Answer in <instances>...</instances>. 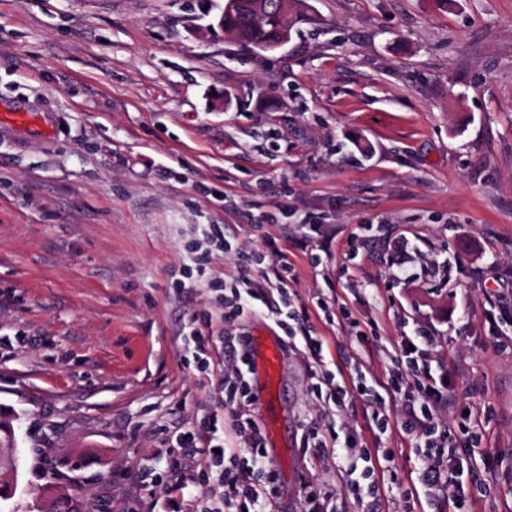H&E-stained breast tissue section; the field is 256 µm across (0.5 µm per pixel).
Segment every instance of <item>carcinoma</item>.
I'll return each mask as SVG.
<instances>
[{"label":"carcinoma","instance_id":"1","mask_svg":"<svg viewBox=\"0 0 512 512\" xmlns=\"http://www.w3.org/2000/svg\"><path fill=\"white\" fill-rule=\"evenodd\" d=\"M308 20L307 0H283L281 8L258 11L254 0H242L234 6L224 7V30L233 34L244 45L261 52L274 51L290 41L292 33ZM10 423L0 425V512H15L11 492L19 485L23 475L21 457L4 453L16 435L17 416L4 414ZM43 474L51 479L46 490L49 498L31 505L35 512H90L75 493V487L63 482L64 474L57 472L50 461H43Z\"/></svg>","mask_w":512,"mask_h":512}]
</instances>
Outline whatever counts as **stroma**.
<instances>
[{"label": "stroma", "instance_id": "stroma-1", "mask_svg": "<svg viewBox=\"0 0 512 512\" xmlns=\"http://www.w3.org/2000/svg\"><path fill=\"white\" fill-rule=\"evenodd\" d=\"M308 3L311 23L259 53L218 26L225 0H0V114L49 122L39 137L0 129V405L19 416L29 492H43L42 448L82 458L94 512H158L177 429L206 426L220 397L181 349L210 296L174 290L191 242L220 224L236 249L205 279L237 276L275 238L337 379L386 383L399 336H436L430 358L456 359L483 434L482 452L457 450L483 488L472 512H512V344L494 338L512 337V299L498 329L484 314L512 286V0ZM328 292L349 319L325 321L312 299ZM373 410L348 393L335 429L392 449L379 512H453ZM317 412L285 353L281 512L304 508L294 466L338 489L336 512H360L347 468L300 446Z\"/></svg>", "mask_w": 512, "mask_h": 512}]
</instances>
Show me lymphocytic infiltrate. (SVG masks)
I'll return each mask as SVG.
<instances>
[{"label": "lymphocytic infiltrate", "mask_w": 512, "mask_h": 512, "mask_svg": "<svg viewBox=\"0 0 512 512\" xmlns=\"http://www.w3.org/2000/svg\"><path fill=\"white\" fill-rule=\"evenodd\" d=\"M267 247L277 258L276 279H267L259 260L248 261L247 271L225 284L216 302L224 326L220 340H212L197 327L191 329L184 343L187 355L201 374L211 368L215 344H222L224 375L220 390L235 406L233 430L239 440L231 448L215 447L213 434L218 430V420L214 417L205 429L186 428L177 433L179 447L202 449L207 459L205 481L211 484L213 494L202 503L199 512H276L280 497L275 473L267 460L264 436L251 413L254 395L248 380L249 340L232 333L236 321L263 312L281 328L289 348L300 350L304 356L309 392L319 407L342 411L349 389L360 393L367 390L362 380H354L350 385L340 383L328 371L322 340L312 336L293 306L288 288L291 270L288 256L279 251L275 242H268ZM432 342V337L421 331L399 337L395 348L397 363L389 374L385 391L373 396L378 410L372 420L384 432L392 418H399L407 434L415 440L414 454L422 484L430 492L444 494L449 503L459 507L470 491L462 480L453 442L458 439L464 447L476 448L481 444V435L471 416L463 414L456 419H445L444 409L455 405V396L450 392L452 375L443 373L439 385H431L432 368L427 351ZM390 399L396 405L392 411L385 408ZM302 439L305 447L332 449L334 456L348 468H361L369 479L368 484L350 483L347 493L361 504L364 512H373L377 486L371 478L378 460H392L391 450L385 448L378 452L360 447L353 437L346 439L344 446H337L335 421L330 417L321 422L306 421Z\"/></svg>", "instance_id": "obj_1"}]
</instances>
